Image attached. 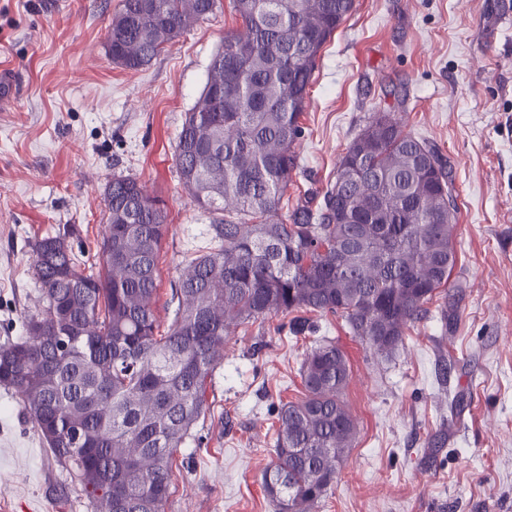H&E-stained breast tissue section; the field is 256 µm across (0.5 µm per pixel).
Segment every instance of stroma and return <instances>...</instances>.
<instances>
[{"label":"stroma","mask_w":512,"mask_h":512,"mask_svg":"<svg viewBox=\"0 0 512 512\" xmlns=\"http://www.w3.org/2000/svg\"><path fill=\"white\" fill-rule=\"evenodd\" d=\"M219 3L134 71L106 54L120 0H0V71L15 80L12 103L0 105V342L38 309L31 243L68 225L74 252L94 254L115 174L165 204L155 312L169 323L178 265L206 246L211 221L184 191L174 152L213 55L241 24L230 0ZM398 87L404 99L392 96ZM379 108L452 169V277L464 288L449 313L430 303L387 359L338 316L297 337L288 314L239 327L207 384L211 415L175 455L164 512H274L262 474L276 412L301 398L298 369L318 335L348 359L358 436L315 512H512V0H355L321 52L284 202L323 194ZM0 512H89L1 387Z\"/></svg>","instance_id":"35a3bbf8"}]
</instances>
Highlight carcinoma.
<instances>
[{
  "instance_id": "cac0c4a2",
  "label": "carcinoma",
  "mask_w": 512,
  "mask_h": 512,
  "mask_svg": "<svg viewBox=\"0 0 512 512\" xmlns=\"http://www.w3.org/2000/svg\"><path fill=\"white\" fill-rule=\"evenodd\" d=\"M241 28L224 36L185 113L175 161L184 190L210 214L211 247L182 262L172 318L154 310L163 201L114 175L92 261L66 228L31 243L40 309L0 344V386L22 400L89 512H163L171 465L210 406L208 378L250 321L294 312L342 317L353 336L393 356L448 286L458 262L453 177L436 145L377 112L350 141L320 203L278 211L299 119L326 42L355 0H231ZM217 0H121L106 33L112 63L138 70ZM303 397L277 412L276 461L262 477L275 512H314L357 439L344 401L350 366L314 342Z\"/></svg>"
}]
</instances>
